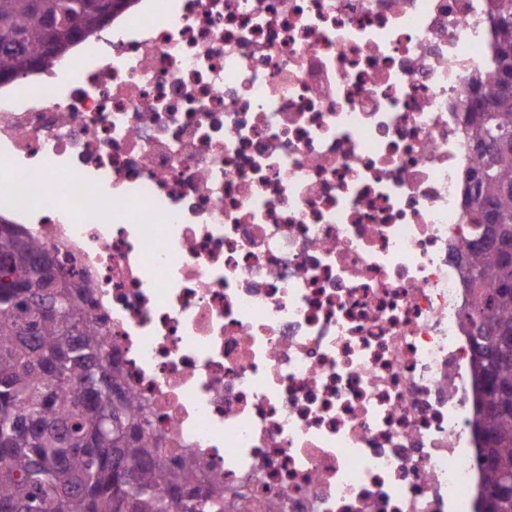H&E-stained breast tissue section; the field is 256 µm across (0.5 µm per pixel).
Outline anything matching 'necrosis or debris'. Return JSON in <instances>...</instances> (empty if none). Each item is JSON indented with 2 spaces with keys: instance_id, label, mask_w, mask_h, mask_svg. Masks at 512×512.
Here are the masks:
<instances>
[{
  "instance_id": "4bbe7bcc",
  "label": "necrosis or debris",
  "mask_w": 512,
  "mask_h": 512,
  "mask_svg": "<svg viewBox=\"0 0 512 512\" xmlns=\"http://www.w3.org/2000/svg\"><path fill=\"white\" fill-rule=\"evenodd\" d=\"M491 0H132L0 83L162 464L224 512H481L462 122Z\"/></svg>"
}]
</instances>
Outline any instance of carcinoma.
Listing matches in <instances>:
<instances>
[{"mask_svg": "<svg viewBox=\"0 0 512 512\" xmlns=\"http://www.w3.org/2000/svg\"><path fill=\"white\" fill-rule=\"evenodd\" d=\"M131 0H0V81L45 67L93 33ZM60 24L49 26L45 16ZM494 63L467 113L469 140L481 159L468 183L476 232L496 218L512 229V106L500 107L512 84V0H496ZM49 255L33 236L0 224V512H173L174 500L195 480L154 461L155 449L140 416L112 372V338L85 311L87 292L77 274L58 269L55 288L32 261ZM471 340L496 345L500 326L512 327V281L493 243L471 240L466 257ZM64 296L61 304L56 297ZM481 396L476 428L484 442L482 467L488 496L482 512H502L496 492L512 476V411L492 413L495 386L512 388V361L488 371L475 366ZM220 493H197L184 512H206Z\"/></svg>", "mask_w": 512, "mask_h": 512, "instance_id": "obj_1", "label": "carcinoma"}]
</instances>
